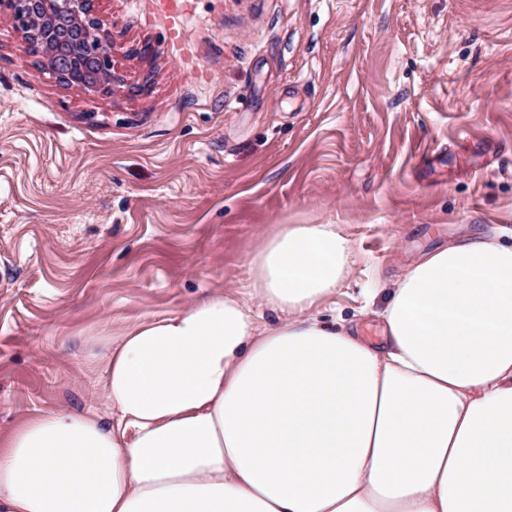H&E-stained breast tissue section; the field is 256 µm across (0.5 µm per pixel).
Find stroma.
<instances>
[{"label": "stroma", "mask_w": 512, "mask_h": 512, "mask_svg": "<svg viewBox=\"0 0 512 512\" xmlns=\"http://www.w3.org/2000/svg\"><path fill=\"white\" fill-rule=\"evenodd\" d=\"M122 82L83 95L0 24V433L106 412V339L212 291L284 224H334L362 313L417 256L512 228V0H97ZM148 54H139L141 46Z\"/></svg>", "instance_id": "35a3bbf8"}]
</instances>
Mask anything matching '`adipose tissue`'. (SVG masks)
I'll return each mask as SVG.
<instances>
[{"label":"adipose tissue","mask_w":512,"mask_h":512,"mask_svg":"<svg viewBox=\"0 0 512 512\" xmlns=\"http://www.w3.org/2000/svg\"><path fill=\"white\" fill-rule=\"evenodd\" d=\"M359 261L336 225L285 224L245 296L128 326L108 415L0 435V512H512V245L419 257L379 348L319 318Z\"/></svg>","instance_id":"1"}]
</instances>
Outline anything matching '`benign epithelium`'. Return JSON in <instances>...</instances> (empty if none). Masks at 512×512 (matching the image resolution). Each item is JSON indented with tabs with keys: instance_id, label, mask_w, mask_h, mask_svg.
Listing matches in <instances>:
<instances>
[{
	"instance_id": "7a95c632",
	"label": "benign epithelium",
	"mask_w": 512,
	"mask_h": 512,
	"mask_svg": "<svg viewBox=\"0 0 512 512\" xmlns=\"http://www.w3.org/2000/svg\"><path fill=\"white\" fill-rule=\"evenodd\" d=\"M0 21L27 41L40 40V63L73 91L109 92L120 82L112 64V30L94 0H0Z\"/></svg>"
}]
</instances>
